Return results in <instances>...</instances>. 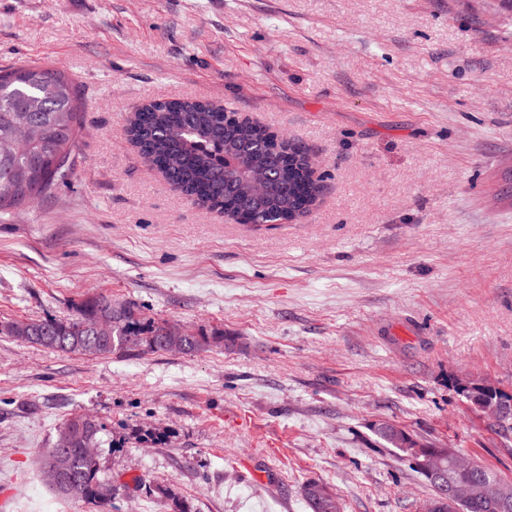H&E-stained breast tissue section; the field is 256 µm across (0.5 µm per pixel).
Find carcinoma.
Listing matches in <instances>:
<instances>
[{"label":"carcinoma","mask_w":512,"mask_h":512,"mask_svg":"<svg viewBox=\"0 0 512 512\" xmlns=\"http://www.w3.org/2000/svg\"><path fill=\"white\" fill-rule=\"evenodd\" d=\"M82 103L75 82L59 69L24 64L0 71V221L21 208L33 207L66 182L71 173V147L81 130ZM24 131L25 147L14 150L16 133ZM127 136L143 160L200 207L259 224H283L302 216L320 193L319 179L308 173L307 150L288 140L278 141L267 130L242 126L226 117L224 108L193 99L155 101L137 107L128 119ZM257 170L267 175L262 189L246 178ZM114 305L104 296L82 303L66 320L26 319L0 325V333L45 348L87 356L129 352L177 351L192 354L224 342V335L203 332L189 336L168 323H145L134 310L118 304L112 312V335L100 339L91 325ZM475 411L486 416L498 399L506 397L483 382L460 387ZM73 414L59 427L55 444L42 452L49 487L60 497L90 504L94 512H112L115 490L100 477L99 423ZM375 443L393 448L432 488L438 512H501L484 493L486 483L497 484L499 496L512 505V482L471 460L452 463L454 449L420 439L402 425L376 423ZM444 453L445 476L424 472L427 457ZM465 485V500L440 492L443 484ZM311 512H342L339 498L311 480L303 486Z\"/></svg>","instance_id":"obj_1"}]
</instances>
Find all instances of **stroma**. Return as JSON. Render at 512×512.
<instances>
[{"instance_id": "obj_1", "label": "stroma", "mask_w": 512, "mask_h": 512, "mask_svg": "<svg viewBox=\"0 0 512 512\" xmlns=\"http://www.w3.org/2000/svg\"><path fill=\"white\" fill-rule=\"evenodd\" d=\"M25 63L73 77L83 125L68 182L0 223V323L103 295L226 341L95 358L0 334L9 512H89L36 466L75 413L103 426L117 512H310V480L343 512H424L427 482L369 445L380 421L512 480L458 390L512 393V0H0V69ZM182 97L305 146L316 204H194L126 136L132 107Z\"/></svg>"}]
</instances>
